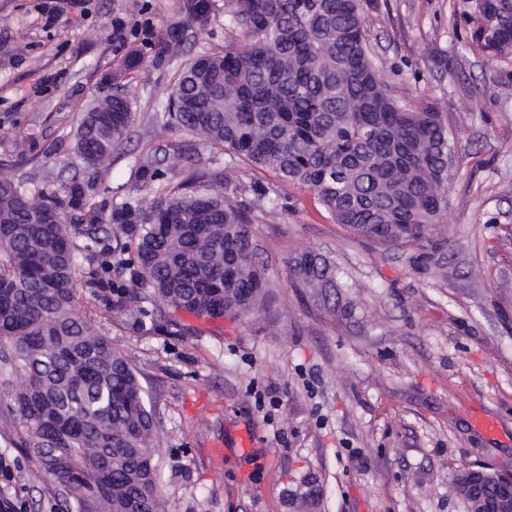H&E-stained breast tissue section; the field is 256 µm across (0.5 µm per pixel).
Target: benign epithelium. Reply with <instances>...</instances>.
<instances>
[{
  "mask_svg": "<svg viewBox=\"0 0 512 512\" xmlns=\"http://www.w3.org/2000/svg\"><path fill=\"white\" fill-rule=\"evenodd\" d=\"M455 490L468 512H512V472L473 465L457 478Z\"/></svg>",
  "mask_w": 512,
  "mask_h": 512,
  "instance_id": "benign-epithelium-1",
  "label": "benign epithelium"
}]
</instances>
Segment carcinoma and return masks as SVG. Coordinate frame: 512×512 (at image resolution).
<instances>
[{"label":"carcinoma","instance_id":"1","mask_svg":"<svg viewBox=\"0 0 512 512\" xmlns=\"http://www.w3.org/2000/svg\"><path fill=\"white\" fill-rule=\"evenodd\" d=\"M215 0H178L181 21L155 56L206 27ZM472 41L488 58L512 54V0H473ZM224 18L248 40L241 50L189 58L168 95L167 122L212 149L298 184L334 221L385 247L428 259L445 238L447 119L426 104H397L367 53L361 0H224ZM141 55L117 62L112 94L78 113L75 151L88 171L126 138L132 102L122 80ZM139 211L112 223L129 243L116 257L105 218L83 183L63 187L83 212L93 251L82 268L63 206L0 180V383L19 420L29 476L56 484L65 512H160L154 439L158 423L132 360L112 345L79 302L80 288L106 309L143 300L198 318L237 321L267 308L271 289L257 260L250 211L202 192L200 167L180 170ZM133 269L131 283L110 279ZM293 287L339 324L354 322L336 264L314 250L287 261ZM23 384L10 388L13 376Z\"/></svg>","mask_w":512,"mask_h":512}]
</instances>
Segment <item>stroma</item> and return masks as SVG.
<instances>
[{
    "label": "stroma",
    "mask_w": 512,
    "mask_h": 512,
    "mask_svg": "<svg viewBox=\"0 0 512 512\" xmlns=\"http://www.w3.org/2000/svg\"><path fill=\"white\" fill-rule=\"evenodd\" d=\"M44 0H0V180L46 195L80 176L104 216L149 204L173 180L175 151L230 185L204 181L226 203L250 205L258 260L272 285L268 311L202 327L176 313L180 334L81 303L133 360L157 422L163 512H466L454 491L472 464L512 470V55L488 59L471 40L470 0H366L375 66L398 103H431L454 135L447 241L427 265L336 224L310 191L252 171L167 124L162 106L181 62L230 42L239 28L216 14L189 26L183 50L153 47L180 19L177 0H83L53 18ZM144 60L124 91L126 138L97 173L74 152L77 115L112 90L128 53ZM157 156V175H137ZM332 257L358 325L334 322L291 288L296 252ZM487 414L493 436L476 429ZM14 414L0 409V491L27 512H55L52 480L28 478ZM253 453L231 451L240 427ZM316 491L313 503L301 496Z\"/></svg>",
    "instance_id": "stroma-1"
}]
</instances>
